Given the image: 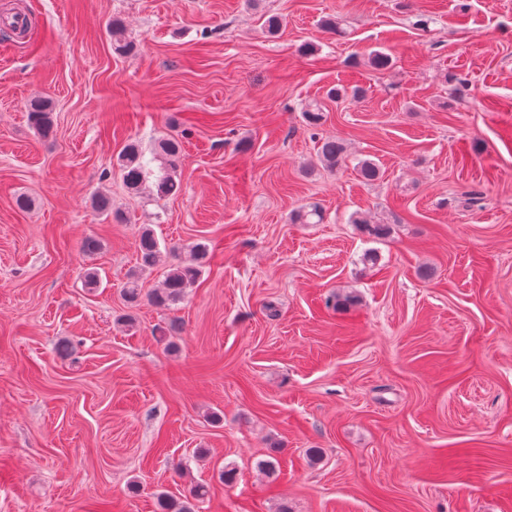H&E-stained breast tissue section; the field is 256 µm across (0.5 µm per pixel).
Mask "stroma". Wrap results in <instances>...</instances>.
<instances>
[{"instance_id": "35a3bbf8", "label": "stroma", "mask_w": 512, "mask_h": 512, "mask_svg": "<svg viewBox=\"0 0 512 512\" xmlns=\"http://www.w3.org/2000/svg\"><path fill=\"white\" fill-rule=\"evenodd\" d=\"M11 11L34 27L0 39V512H164L159 494L176 510L197 485L196 512H512V0ZM336 84L367 95L324 102ZM326 136L348 147L333 172L314 164ZM161 137L184 148L179 192L128 193L119 152ZM99 192L125 222L93 211ZM313 202L322 223L291 222ZM146 226L162 258L141 271ZM198 242L196 284L153 305ZM28 112L32 125L44 136L51 130L52 106L46 98L37 97L28 103Z\"/></svg>"}]
</instances>
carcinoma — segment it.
<instances>
[{
  "label": "carcinoma",
  "mask_w": 512,
  "mask_h": 512,
  "mask_svg": "<svg viewBox=\"0 0 512 512\" xmlns=\"http://www.w3.org/2000/svg\"><path fill=\"white\" fill-rule=\"evenodd\" d=\"M112 36L113 50L118 54H126L133 49V44L125 37V28L119 20L112 21L109 29ZM367 95V89L360 85L350 87L336 86L328 91L331 98H349L361 100ZM52 106L46 98L37 97L28 103V112L32 125L44 136L51 130ZM153 158L163 160L161 174L154 175L145 160V153L136 142L128 143L118 156V166L125 187L133 193H141L147 187L154 186L153 195L158 198L175 194L179 184L174 174L183 157L182 144L175 138H161L153 147ZM347 158L343 141L335 137H327L321 141L317 151V163L322 167L334 170L341 166ZM358 177L364 182H372L379 177L380 169L371 159H361L355 166ZM293 220L300 224H318L322 220V212L316 205L303 207L293 214ZM352 223L360 225L363 230L376 239H385L391 234L388 224L374 223L362 216L352 217ZM160 251L159 243L152 229L145 227L140 234L138 264L143 269L152 268ZM210 258L209 246L203 243L194 245L190 260L172 266L163 280L162 287L150 294V301L159 307H170L182 300L199 278L202 268Z\"/></svg>",
  "instance_id": "carcinoma-1"
}]
</instances>
